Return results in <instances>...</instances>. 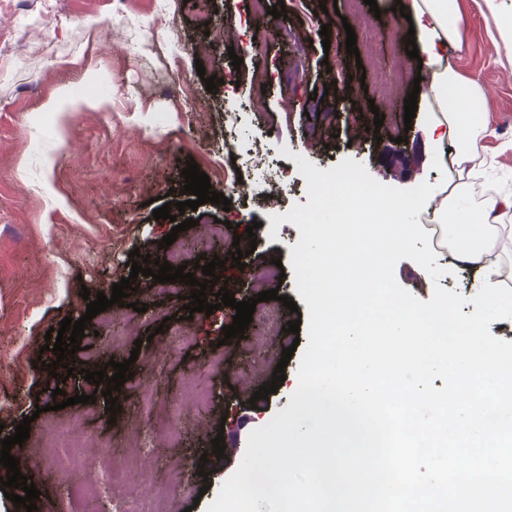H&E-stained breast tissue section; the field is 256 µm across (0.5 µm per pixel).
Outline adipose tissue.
<instances>
[{"mask_svg": "<svg viewBox=\"0 0 512 512\" xmlns=\"http://www.w3.org/2000/svg\"><path fill=\"white\" fill-rule=\"evenodd\" d=\"M416 30V45L422 59L420 71L425 86L424 95L438 106L441 117L426 127L423 136L431 149V161L443 164L447 159L443 149L451 129L464 132L465 139L453 161L459 178H468L481 156L477 139L486 130L487 120L482 112L455 111V103L461 100L477 101L485 96L478 80L458 75L448 62L449 46L461 45V10L458 0H403ZM512 210V195H489L483 198L480 220L468 225L465 235L458 238L453 248L457 261L472 268L478 276L475 302L484 309H492L496 303V291L503 273L501 255L495 238L489 237L488 228L497 224L499 217Z\"/></svg>", "mask_w": 512, "mask_h": 512, "instance_id": "1", "label": "adipose tissue"}]
</instances>
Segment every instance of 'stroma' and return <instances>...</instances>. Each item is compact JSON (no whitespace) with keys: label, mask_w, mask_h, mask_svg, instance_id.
Returning <instances> with one entry per match:
<instances>
[{"label":"stroma","mask_w":512,"mask_h":512,"mask_svg":"<svg viewBox=\"0 0 512 512\" xmlns=\"http://www.w3.org/2000/svg\"><path fill=\"white\" fill-rule=\"evenodd\" d=\"M334 0H283L285 17L253 16L249 0H0V432L11 436L24 417H31L26 462L41 495L36 512H72L68 495L40 447L48 428L84 410L92 415L86 429L101 443L125 447V422L139 410V388L149 389L157 402L188 390L193 380L216 389L206 412L189 409L181 418V447L172 456L192 471L188 492L175 496L173 512H207L222 483L241 462V454L225 459L200 457L219 432H232L240 416L269 422L284 410L298 386L299 356H292L286 380L268 398L249 406L254 392L270 382L280 353H273L261 370L251 366L250 340L225 338L223 328L236 311L224 306L213 314L194 313L187 325L196 338L188 351L169 352L163 319L178 323L183 302L158 291L152 278L139 279L138 303L146 312L121 307L129 337L112 348V337L99 321L84 330L85 348L101 351L102 362L131 360L137 388L122 387L117 415L95 383L83 375L61 385L67 396H94L83 404L55 409V397L45 392L44 336L64 318L79 320L87 308L81 289L111 294L114 283L129 277L130 251L160 255V240L172 232L170 220L154 219L151 198L185 201L187 161H195L210 180L225 169L239 168L250 188L246 196L231 195L229 208L205 203L193 211L200 226L230 221L223 239L210 242L211 252L226 254L235 236L259 221L257 246L242 262L249 267L281 260L285 277L280 295L296 299L297 311H284L285 320L307 312L299 300L291 267V248L299 238L289 222L272 228L264 181L281 171L283 210L307 204V184L294 160L302 155L326 170L350 158L363 163L378 182L412 188L427 182L452 183L451 166H435L423 128L438 111L419 102L412 122H405L404 102L380 103L377 111L350 117L347 102L337 100L336 81L347 80L360 101L375 99L380 78L363 74L346 52L343 25L355 34L363 29L357 16L334 19L323 11ZM381 11L374 34L383 66L407 57L408 21L396 13V0H376ZM467 19L461 49H449L457 72L482 83L481 107L489 132L481 140L490 164L481 175L484 187L512 191V47L496 33V21L483 12L482 0H460ZM277 24L267 38L264 58H256L250 42L256 29ZM330 39H322V25ZM234 29L233 44L210 43L211 34ZM242 63L233 67L230 58ZM204 73H197V65ZM266 70L268 80L257 87L255 73ZM220 75L221 85L207 91L204 76ZM324 91L325 104L338 113L333 124L320 127L307 117L314 92ZM63 100L62 111L49 104ZM238 115L234 141L237 160L224 157L227 113ZM385 120L372 132L375 113ZM402 129L408 144L394 152V129ZM262 142L271 164L265 174L251 168L247 150ZM438 266L448 273L438 285L410 259L394 269L397 282L418 299L430 300L435 287L457 292L463 313L475 310L471 270L455 265L448 250L436 252ZM43 413H36V405ZM206 476H198V467Z\"/></svg>","instance_id":"1"}]
</instances>
